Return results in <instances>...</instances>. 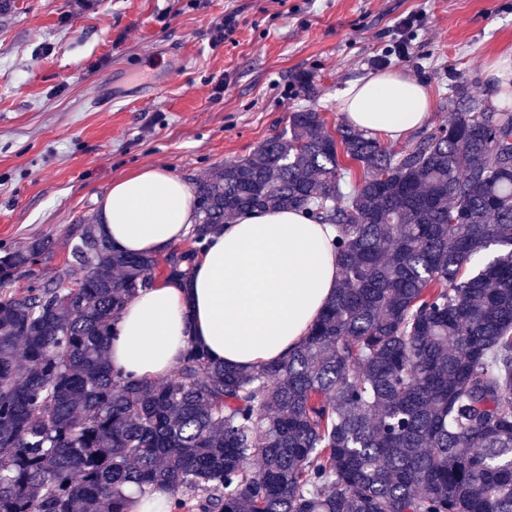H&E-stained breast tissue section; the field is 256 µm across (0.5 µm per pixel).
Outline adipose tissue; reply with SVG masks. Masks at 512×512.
<instances>
[{
    "instance_id": "obj_1",
    "label": "adipose tissue",
    "mask_w": 512,
    "mask_h": 512,
    "mask_svg": "<svg viewBox=\"0 0 512 512\" xmlns=\"http://www.w3.org/2000/svg\"><path fill=\"white\" fill-rule=\"evenodd\" d=\"M346 122L392 141L422 126L433 109L427 87L399 70L351 83L340 100ZM193 189L163 167L113 181L98 200L99 231L119 250L153 256L195 222ZM333 225L295 210L246 214L210 234L185 285L140 289L111 328L114 369L154 381L188 347L236 368L275 363L307 335L336 293Z\"/></svg>"
}]
</instances>
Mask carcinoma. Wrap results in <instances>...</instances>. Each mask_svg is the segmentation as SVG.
Instances as JSON below:
<instances>
[{
	"label": "carcinoma",
	"instance_id": "cac0c4a2",
	"mask_svg": "<svg viewBox=\"0 0 512 512\" xmlns=\"http://www.w3.org/2000/svg\"><path fill=\"white\" fill-rule=\"evenodd\" d=\"M455 97L401 153L304 108L197 180V244L267 208L336 226V295L282 362L112 368L124 306L187 282L199 247L127 255L93 216L50 271V238L0 246V512H130L160 487L169 512H512V112Z\"/></svg>",
	"mask_w": 512,
	"mask_h": 512
}]
</instances>
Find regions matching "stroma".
I'll list each match as a JSON object with an SVG mask.
<instances>
[{
	"mask_svg": "<svg viewBox=\"0 0 512 512\" xmlns=\"http://www.w3.org/2000/svg\"><path fill=\"white\" fill-rule=\"evenodd\" d=\"M0 16V245L95 214L112 181L160 166L188 182L251 154L313 108L336 127L351 82L402 70L452 117L456 85L495 98L512 0H12ZM235 14L236 28L215 27ZM414 17L412 30L401 22ZM486 79L491 84L507 85L512 79V57L501 56L486 70Z\"/></svg>",
	"mask_w": 512,
	"mask_h": 512,
	"instance_id": "obj_1",
	"label": "stroma"
}]
</instances>
